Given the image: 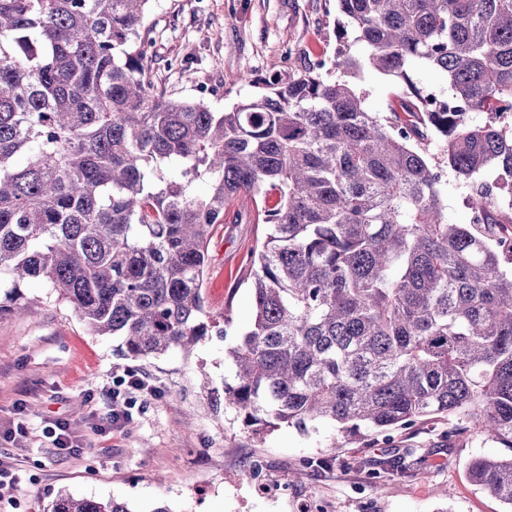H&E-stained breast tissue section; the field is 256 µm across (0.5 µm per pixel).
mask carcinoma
Here are the masks:
<instances>
[{
  "label": "carcinoma",
  "instance_id": "cac0c4a2",
  "mask_svg": "<svg viewBox=\"0 0 512 512\" xmlns=\"http://www.w3.org/2000/svg\"><path fill=\"white\" fill-rule=\"evenodd\" d=\"M151 2L0 0V314L32 310L21 285L43 281L133 361L188 351L226 322L202 295L212 230L229 200L260 199L254 318L224 386L246 425L332 422L347 441L388 442L448 415L464 426L447 440L512 450V210L479 178L512 186V0H336L397 83L386 117L322 61L224 112L169 98L152 78ZM417 63L449 99L425 98ZM450 173L467 224L445 216ZM421 464L407 450L365 474ZM468 474L512 509V454L474 457ZM50 512L134 510L61 494Z\"/></svg>",
  "mask_w": 512,
  "mask_h": 512
}]
</instances>
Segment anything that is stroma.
<instances>
[{
	"instance_id": "1",
	"label": "stroma",
	"mask_w": 512,
	"mask_h": 512,
	"mask_svg": "<svg viewBox=\"0 0 512 512\" xmlns=\"http://www.w3.org/2000/svg\"><path fill=\"white\" fill-rule=\"evenodd\" d=\"M148 23L155 85L166 96L201 98L221 111L260 92L265 81L324 59L331 77L347 76L363 94L367 110L389 113L390 77L365 64L351 74L333 65L343 43L353 58L362 56L336 0H152ZM174 58L187 61L193 81L165 69ZM266 232L246 200L226 206L223 224L212 232L203 297L208 312L231 321L187 354L173 349L127 359L119 337L92 335L54 289L23 286L42 303L33 314L0 315V460L19 475L0 512H48L65 493L113 498L135 512L160 505L171 512H297L302 502L319 512H506L467 477L469 461L500 455L499 444L467 436L447 441V416L394 432L388 447L370 437L347 443L340 462L298 481L302 459L328 454L336 426L258 435L225 406L224 388L235 378L227 352L252 318L251 256ZM127 370L144 374L149 387L132 393L123 427L98 432L92 419L105 412L100 394ZM57 416L68 420L79 452L59 454L45 433ZM393 446L421 457L422 475L370 484L351 464L380 461ZM256 461L267 479L288 485V497L256 496L250 483Z\"/></svg>"
}]
</instances>
